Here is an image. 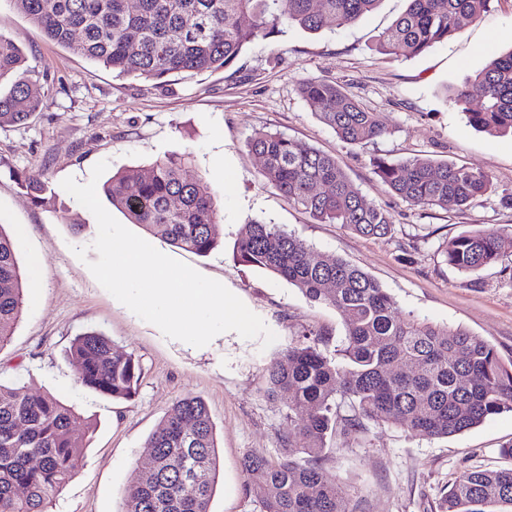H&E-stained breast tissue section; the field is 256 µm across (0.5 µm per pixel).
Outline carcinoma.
Listing matches in <instances>:
<instances>
[{
    "label": "carcinoma",
    "instance_id": "obj_1",
    "mask_svg": "<svg viewBox=\"0 0 512 512\" xmlns=\"http://www.w3.org/2000/svg\"><path fill=\"white\" fill-rule=\"evenodd\" d=\"M44 36L119 77L164 81L230 68L243 48L284 24L308 31L345 27L381 0H12ZM492 0H407L405 11L378 36L376 50L413 58L444 42L488 11ZM0 127L22 124L47 94L26 68L23 52L0 36ZM299 93L318 118L350 145L388 134L377 112L333 81L307 79ZM473 127L512 135V50L492 57L454 94ZM478 107H470L472 102ZM261 176L291 206L319 223L365 237L392 234L382 206L352 185L336 157L277 131L249 139ZM190 156L174 153L147 169L112 176V206L173 246L200 256L220 244L209 186L190 178ZM377 179L394 195L424 207L457 211L492 190L490 177L429 157L370 158ZM36 204L51 191L46 175L19 178ZM501 234L470 231L449 239L445 262L475 273L501 258ZM243 266L268 271L314 304L340 311L344 335L311 328L266 368L267 395L288 401L285 453L242 459L263 512H356L322 465L327 441L391 425L415 435L447 438L512 412V359L461 326L398 316L396 303L367 272L323 253L276 224L243 225L234 249ZM27 287L13 239L0 228V346L11 338ZM69 359L81 383L114 400L138 389L139 363L97 331L74 338ZM92 423L48 392L0 384V512H48L82 465L75 434ZM152 466L136 471L123 491L122 512H210L217 466L215 425L203 400L187 397L146 440ZM512 509V467L473 469L441 498L440 512Z\"/></svg>",
    "mask_w": 512,
    "mask_h": 512
}]
</instances>
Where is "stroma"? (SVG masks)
<instances>
[{
  "label": "stroma",
  "mask_w": 512,
  "mask_h": 512,
  "mask_svg": "<svg viewBox=\"0 0 512 512\" xmlns=\"http://www.w3.org/2000/svg\"><path fill=\"white\" fill-rule=\"evenodd\" d=\"M382 0L344 28L317 32L291 26L248 44L232 67L164 83L115 77L111 69L48 41L13 4L0 0V35L25 54L48 92L43 109L25 123L0 128V226L18 241L20 265L43 261L45 287L25 295L10 341L0 347V383L47 391L95 428L86 434L82 465L49 512H121L122 492L135 469L149 463L144 443L176 401L198 397L216 427L218 476L211 512H262L242 470L245 454L277 459L288 431L285 402L265 393V367L292 346L303 329L344 334L336 309L311 305L275 275L239 265L233 248L244 224H277L319 251L359 266L393 297L401 314L460 325L512 357V138L474 129L453 93L474 77L490 54L512 48V0H493L489 12L458 34L411 59L376 51L378 35L406 9ZM307 78L338 83L381 115L389 133L363 146L342 143L301 98ZM287 134L336 157L353 185L387 209L394 231L368 238L338 224L315 222L261 177L262 162L247 145L252 132ZM190 152L191 176L210 186L220 221V246L200 256L131 230L160 252L225 286L276 334L271 346L225 332L196 348L166 338L119 303L93 277L88 261L98 232L95 217L61 182L85 184L100 161L117 172L145 167L174 152ZM430 157L484 171L494 190L468 208L447 212L388 193L369 160ZM44 172L52 189L33 203L17 176ZM503 230V257L476 273L446 265L444 241L465 231ZM87 248L86 259L74 250ZM103 333L141 367L137 395L115 401L85 387L68 350L85 331ZM512 444V412L442 439L370 425L366 437L329 444L323 466L359 512H439L444 490L468 470L505 466L500 448Z\"/></svg>",
  "instance_id": "35a3bbf8"
}]
</instances>
